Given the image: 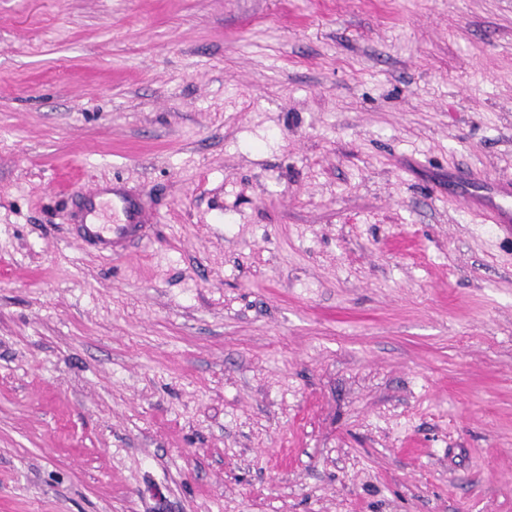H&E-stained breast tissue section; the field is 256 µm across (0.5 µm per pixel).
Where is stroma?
<instances>
[{"mask_svg":"<svg viewBox=\"0 0 512 512\" xmlns=\"http://www.w3.org/2000/svg\"><path fill=\"white\" fill-rule=\"evenodd\" d=\"M512 0H0V512H512ZM144 192L124 258L62 218ZM495 196L501 197L502 202H496ZM462 199L465 206L486 224L511 232V226L505 224L512 223V183L494 184L492 195L485 199L466 195H462Z\"/></svg>","mask_w":512,"mask_h":512,"instance_id":"35a3bbf8","label":"stroma"}]
</instances>
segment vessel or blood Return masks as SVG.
Returning a JSON list of instances; mask_svg holds the SVG:
<instances>
[{"instance_id": "b4317fda", "label": "vessel or blood", "mask_w": 512, "mask_h": 512, "mask_svg": "<svg viewBox=\"0 0 512 512\" xmlns=\"http://www.w3.org/2000/svg\"><path fill=\"white\" fill-rule=\"evenodd\" d=\"M80 207L63 219L75 230L80 244L116 257L126 256L131 243L142 239L154 215L141 196L120 182L80 187ZM465 206L485 223L504 228L512 223V183H497L488 198L464 197Z\"/></svg>"}]
</instances>
